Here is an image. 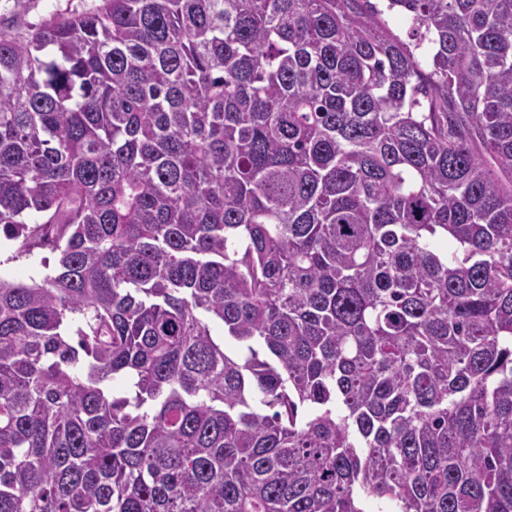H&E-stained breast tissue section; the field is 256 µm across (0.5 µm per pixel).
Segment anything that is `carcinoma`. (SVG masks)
Segmentation results:
<instances>
[{
    "label": "carcinoma",
    "instance_id": "cac0c4a2",
    "mask_svg": "<svg viewBox=\"0 0 512 512\" xmlns=\"http://www.w3.org/2000/svg\"><path fill=\"white\" fill-rule=\"evenodd\" d=\"M367 2L0 34V512H512V0ZM18 244L0 240V278L31 283L39 281L54 267L55 254L48 247L33 249L30 254L17 253Z\"/></svg>",
    "mask_w": 512,
    "mask_h": 512
}]
</instances>
